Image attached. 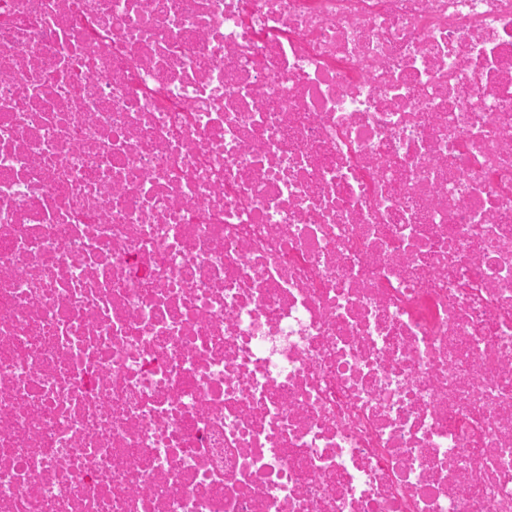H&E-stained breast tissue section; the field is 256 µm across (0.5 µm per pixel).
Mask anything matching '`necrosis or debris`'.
I'll use <instances>...</instances> for the list:
<instances>
[{"label":"necrosis or debris","instance_id":"4bbe7bcc","mask_svg":"<svg viewBox=\"0 0 512 512\" xmlns=\"http://www.w3.org/2000/svg\"><path fill=\"white\" fill-rule=\"evenodd\" d=\"M0 512H512V0H0Z\"/></svg>","mask_w":512,"mask_h":512}]
</instances>
